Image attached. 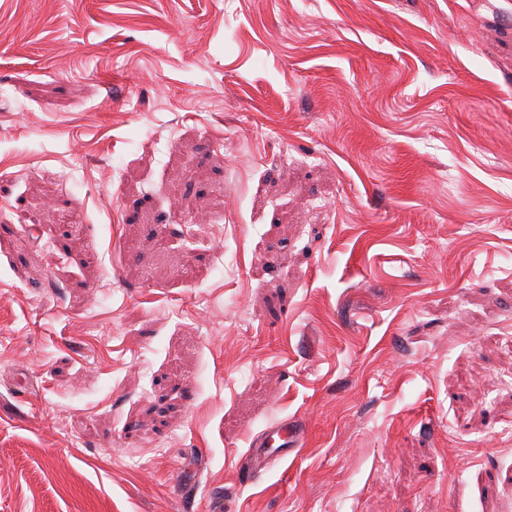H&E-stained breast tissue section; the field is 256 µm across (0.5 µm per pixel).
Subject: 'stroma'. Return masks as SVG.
I'll return each mask as SVG.
<instances>
[{"instance_id":"obj_1","label":"stroma","mask_w":512,"mask_h":512,"mask_svg":"<svg viewBox=\"0 0 512 512\" xmlns=\"http://www.w3.org/2000/svg\"><path fill=\"white\" fill-rule=\"evenodd\" d=\"M216 498L512 512V0H0V512ZM302 433L301 426L288 420L281 421L269 428L265 437L256 448H253L251 465L244 472V478L249 480L271 462L288 457L291 450L298 449L296 446ZM275 444L277 446H274Z\"/></svg>"}]
</instances>
